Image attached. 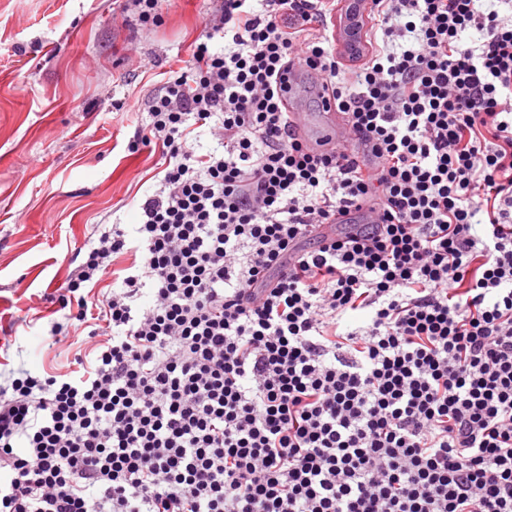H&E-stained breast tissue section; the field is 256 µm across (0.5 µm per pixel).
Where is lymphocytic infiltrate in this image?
<instances>
[{"mask_svg":"<svg viewBox=\"0 0 512 512\" xmlns=\"http://www.w3.org/2000/svg\"><path fill=\"white\" fill-rule=\"evenodd\" d=\"M483 2L369 0L350 63L336 0H222L129 144L161 173L135 239L57 289L71 368L0 383V512H512V24ZM304 73L341 141L291 122Z\"/></svg>","mask_w":512,"mask_h":512,"instance_id":"lymphocytic-infiltrate-1","label":"lymphocytic infiltrate"}]
</instances>
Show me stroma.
I'll return each instance as SVG.
<instances>
[{"mask_svg":"<svg viewBox=\"0 0 512 512\" xmlns=\"http://www.w3.org/2000/svg\"><path fill=\"white\" fill-rule=\"evenodd\" d=\"M217 6L172 0L145 28L127 0H0V371L69 366L55 288L101 227L140 223L157 157L128 144Z\"/></svg>","mask_w":512,"mask_h":512,"instance_id":"stroma-1","label":"stroma"}]
</instances>
